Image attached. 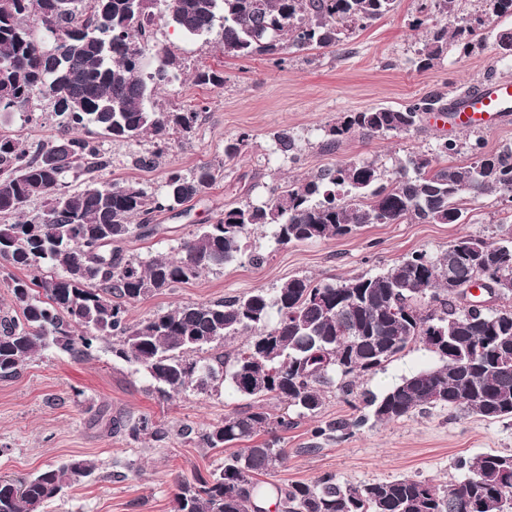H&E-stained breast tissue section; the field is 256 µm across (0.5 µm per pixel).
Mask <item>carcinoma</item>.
Here are the masks:
<instances>
[{
    "label": "carcinoma",
    "mask_w": 512,
    "mask_h": 512,
    "mask_svg": "<svg viewBox=\"0 0 512 512\" xmlns=\"http://www.w3.org/2000/svg\"><path fill=\"white\" fill-rule=\"evenodd\" d=\"M481 14L468 23L427 24L421 64L431 67L453 40L468 54L496 19L512 16V0H483ZM397 0H0V103L24 108L36 95L53 100L65 136L32 151L0 133V260L17 269L48 264L58 274L12 280L13 302L22 318H0V378L16 375L41 350L55 346L81 355L112 340V356L143 370L156 394L167 398L190 387L205 390L229 382L249 403L224 420L188 428L184 437L208 449L234 447L224 465L180 479L173 512H265L260 502L278 500L282 512H512V454L481 453L460 458L462 479L440 488L412 476L344 484L326 473L314 481L282 488L263 484L287 457L278 432L295 425L288 414L265 407L279 399L297 417L321 414L326 390L353 395L354 378L384 368L406 349L422 344L437 363L401 379L381 396H364L365 412L331 430L368 422L402 420L429 407L512 421V289L502 303L479 308L448 295L444 287L448 252H412L381 274L338 281L295 277L270 294L256 289L244 297L187 303L138 322L128 304L188 283L216 267L239 262L244 240L271 230L277 243H306L345 236L368 224H460L466 202L512 193V147L484 151L471 146L474 161L438 166L437 159L410 153L390 175L368 160L339 161L311 178L273 190L260 205L245 203L202 224L179 246L181 256L146 261L127 258L123 243L149 236L156 213L175 212L211 188L223 162L204 164L185 175L171 170L164 190L137 183L102 182L90 177L76 192L60 190L70 172L106 167L96 139L149 138L157 151L175 133L190 134L204 108L175 111L150 106L171 83L174 61L155 48L156 65L146 61L151 26L164 17L182 34L197 37L220 28L227 56L279 55L309 47L335 48L347 32L364 29L392 12ZM106 20L112 45L87 38ZM56 41L42 40L43 29ZM139 47L132 58L127 44ZM198 85L220 86L224 76L196 71ZM447 110L444 96L431 93L402 108L350 112L327 130L326 146L358 134L371 138L419 127L423 115ZM250 134L224 146V162L241 157ZM277 151L298 152L294 135L274 134ZM44 202L28 215L24 207ZM462 255L455 275L468 280L512 270V219H498L493 240L463 235L452 241ZM247 335L246 342L204 361L194 355L217 341ZM112 431L129 441L159 438L146 415L112 420ZM264 434L257 443L254 438ZM91 460H73L15 482L0 478V512H39L79 477L91 475Z\"/></svg>",
    "instance_id": "carcinoma-1"
}]
</instances>
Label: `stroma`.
<instances>
[{
  "label": "stroma",
  "instance_id": "obj_1",
  "mask_svg": "<svg viewBox=\"0 0 512 512\" xmlns=\"http://www.w3.org/2000/svg\"><path fill=\"white\" fill-rule=\"evenodd\" d=\"M425 0H399L396 9L365 29L355 31L336 48L286 54L278 63L265 55L225 56L216 35L189 38L167 21H159L154 44L167 47L177 61L175 80L153 100L167 109L203 106L190 137L174 134L156 164L146 159L150 141L123 142L102 136L98 148L108 162L100 180L132 182L160 190L168 170L189 171L223 159L224 146L246 132L250 141L241 158L227 164L222 178L188 203L187 214H156L157 234L131 237L126 256L139 260L173 256L197 225L214 221L224 209L261 203L272 188L303 179L348 159H374L393 166L411 152L438 157L440 144L454 140L458 154L438 157L440 165L471 162V144L483 141L486 151L512 147V127L496 131L467 128L443 130L433 115H424L419 129L365 139L352 136L335 148L325 140L329 124L348 112L372 106L398 108L432 92L456 97L483 85L488 78L512 79V58H501L494 35L470 56L449 49L431 67H423L417 50L424 29L415 27ZM201 68L223 73L220 86L195 84ZM291 131L299 141L296 162L275 151L274 133ZM0 131L26 148L46 143L59 132L49 100L34 98L29 111L0 113ZM512 206L507 197L485 196L469 207L463 224H371L329 240L279 245L270 233L256 231L249 259L204 273L198 279L153 294L128 306L137 322L186 303H204L243 296L262 288L274 291L289 278L341 279L379 274L413 251L435 254L464 235H495V221ZM433 353L416 345L385 368L355 381L357 392L382 394L401 377L431 365ZM246 404L229 384L206 390L188 389L160 399L143 371L116 359L110 344L100 343L88 356L75 358L52 347L29 360L17 375L0 379V477L21 479L50 465L72 459L95 461V475L80 479L65 495L41 512H171L175 484L194 470L221 464L225 449L198 448L183 437L184 427L201 428L223 420ZM149 416L166 432L133 443L93 425L99 411ZM354 414L335 393H327L318 418H301L283 432L285 464L271 475L287 486L331 473L339 481L359 485L416 476L444 487L462 477L457 458L483 452L512 453V423L489 421L436 407L403 420L366 425L349 435L327 425Z\"/></svg>",
  "mask_w": 512,
  "mask_h": 512
}]
</instances>
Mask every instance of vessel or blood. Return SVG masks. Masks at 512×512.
Listing matches in <instances>:
<instances>
[{
    "label": "vessel or blood",
    "mask_w": 512,
    "mask_h": 512,
    "mask_svg": "<svg viewBox=\"0 0 512 512\" xmlns=\"http://www.w3.org/2000/svg\"><path fill=\"white\" fill-rule=\"evenodd\" d=\"M448 117L457 126L480 130L512 124V81L491 80L457 96L448 107Z\"/></svg>",
    "instance_id": "vessel-or-blood-1"
}]
</instances>
